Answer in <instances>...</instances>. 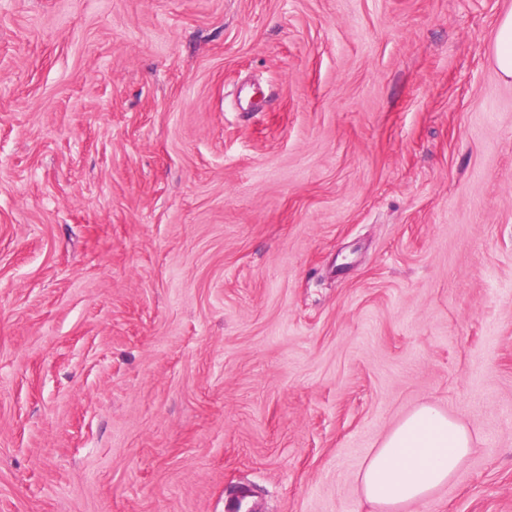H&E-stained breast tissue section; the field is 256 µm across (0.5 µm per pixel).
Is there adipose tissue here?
Instances as JSON below:
<instances>
[{"mask_svg": "<svg viewBox=\"0 0 512 512\" xmlns=\"http://www.w3.org/2000/svg\"><path fill=\"white\" fill-rule=\"evenodd\" d=\"M471 449L464 424L434 406L421 405L369 458L360 476L363 495L379 512H399L448 483Z\"/></svg>", "mask_w": 512, "mask_h": 512, "instance_id": "ef3b65f1", "label": "adipose tissue"}]
</instances>
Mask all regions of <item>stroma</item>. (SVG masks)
I'll return each mask as SVG.
<instances>
[{
    "mask_svg": "<svg viewBox=\"0 0 512 512\" xmlns=\"http://www.w3.org/2000/svg\"><path fill=\"white\" fill-rule=\"evenodd\" d=\"M512 0H0V512H512ZM495 62L501 75L512 78V12L502 17L494 47ZM471 449L464 424L423 404L369 458L360 476L363 495L380 511H397L448 483Z\"/></svg>",
    "mask_w": 512,
    "mask_h": 512,
    "instance_id": "1",
    "label": "stroma"
}]
</instances>
